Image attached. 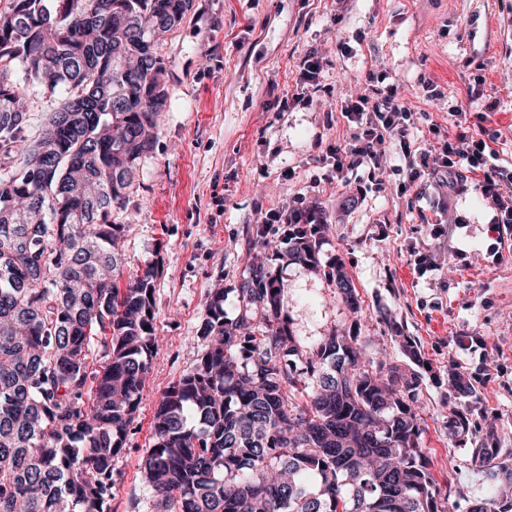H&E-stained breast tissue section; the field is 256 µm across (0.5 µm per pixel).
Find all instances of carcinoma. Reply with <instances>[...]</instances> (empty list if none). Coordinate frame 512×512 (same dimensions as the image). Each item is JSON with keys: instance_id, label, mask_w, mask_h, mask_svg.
Segmentation results:
<instances>
[{"instance_id": "cac0c4a2", "label": "carcinoma", "mask_w": 512, "mask_h": 512, "mask_svg": "<svg viewBox=\"0 0 512 512\" xmlns=\"http://www.w3.org/2000/svg\"><path fill=\"white\" fill-rule=\"evenodd\" d=\"M193 0H8L0 11V512H112L115 460L160 339L155 274L116 285L119 220L166 105L160 37ZM60 100L32 146L20 93ZM319 224H290L277 264L319 269ZM353 310L341 265L327 272ZM224 313L210 293L196 364L161 395L139 474L151 512H443L411 365L367 354L360 323L305 345L275 270L253 265ZM101 347L94 358L95 346ZM512 487V452L473 449ZM469 512H512L498 492Z\"/></svg>"}]
</instances>
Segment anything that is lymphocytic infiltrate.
<instances>
[{"instance_id": "f902f5d3", "label": "lymphocytic infiltrate", "mask_w": 512, "mask_h": 512, "mask_svg": "<svg viewBox=\"0 0 512 512\" xmlns=\"http://www.w3.org/2000/svg\"><path fill=\"white\" fill-rule=\"evenodd\" d=\"M351 131L346 144L336 147V171L345 173L362 163L379 164L392 141H399L407 160V180L435 183L448 194L457 191L459 172L482 173L478 187L493 210V223L501 232L512 234V175L495 164L493 148L501 134L479 127L461 126L438 145L414 149L408 138L418 120L396 92L360 94L348 97L342 107Z\"/></svg>"}]
</instances>
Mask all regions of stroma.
Masks as SVG:
<instances>
[{
	"mask_svg": "<svg viewBox=\"0 0 512 512\" xmlns=\"http://www.w3.org/2000/svg\"><path fill=\"white\" fill-rule=\"evenodd\" d=\"M313 48L322 71L304 104L295 99L299 63ZM158 52L168 63L167 106L122 213L131 228L119 282L154 268L155 328L164 341L115 462L121 479L112 512H129L134 499L150 512L139 463L161 393L198 358L208 296L224 289V312L234 319L236 289L257 252L252 227L269 210L301 204L317 206L324 220L320 268L278 266L283 316L306 344L360 322L368 352L398 365L407 359L395 329L415 338L430 470L447 512H468L495 485L473 448L488 437L512 449V249H502L490 224L477 175L451 202L432 186L409 184L402 153L392 148L380 168L362 164L342 184L332 150L349 136L346 95L369 88L374 74L419 113L415 140L432 123L450 132L449 110L461 103L476 124L486 98L496 99L484 123L500 131L497 163L512 173V0H194ZM480 76L485 96L469 101ZM451 203L461 223H424L429 207ZM420 252L436 263L421 275ZM339 263L361 315L326 276ZM452 370L472 395L449 388ZM459 412L469 430L453 436L448 426Z\"/></svg>",
	"mask_w": 512,
	"mask_h": 512,
	"instance_id": "1",
	"label": "stroma"
}]
</instances>
